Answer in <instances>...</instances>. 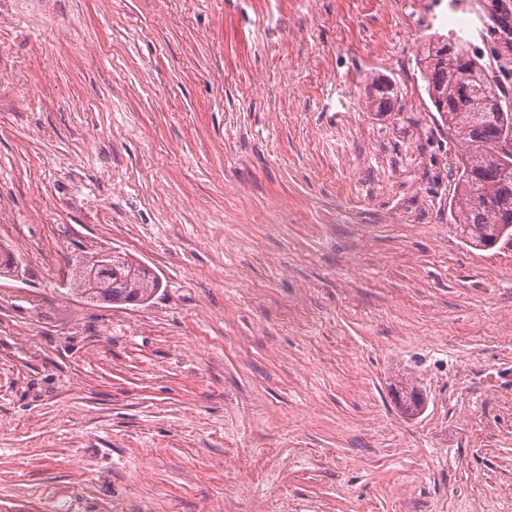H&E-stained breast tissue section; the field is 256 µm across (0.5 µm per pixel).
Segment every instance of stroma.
<instances>
[{
  "label": "stroma",
  "instance_id": "1",
  "mask_svg": "<svg viewBox=\"0 0 512 512\" xmlns=\"http://www.w3.org/2000/svg\"><path fill=\"white\" fill-rule=\"evenodd\" d=\"M448 31V0H6L0 512H512V244L457 234L416 65ZM113 247L148 306L69 292ZM370 105H377L378 109L390 110L394 105V89L390 84L373 81L367 87Z\"/></svg>",
  "mask_w": 512,
  "mask_h": 512
}]
</instances>
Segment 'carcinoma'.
<instances>
[{
    "mask_svg": "<svg viewBox=\"0 0 512 512\" xmlns=\"http://www.w3.org/2000/svg\"><path fill=\"white\" fill-rule=\"evenodd\" d=\"M418 69L428 97L448 136L461 150L459 176L451 200V217L462 238L476 250L490 247L495 234L512 241V154L495 151L494 141L512 102L485 70L480 51H469L460 37L440 36L425 48ZM369 103L389 110L391 85L373 81ZM112 258L94 265L92 275L75 273L70 286L77 294L114 305H144L162 287L159 276L139 258L110 249Z\"/></svg>",
    "mask_w": 512,
    "mask_h": 512,
    "instance_id": "cac0c4a2",
    "label": "carcinoma"
}]
</instances>
